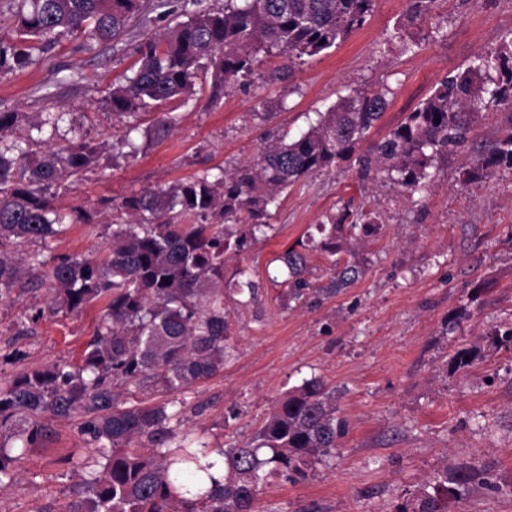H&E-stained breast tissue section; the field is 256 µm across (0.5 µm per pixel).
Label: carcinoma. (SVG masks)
<instances>
[{
    "instance_id": "1",
    "label": "carcinoma",
    "mask_w": 512,
    "mask_h": 512,
    "mask_svg": "<svg viewBox=\"0 0 512 512\" xmlns=\"http://www.w3.org/2000/svg\"><path fill=\"white\" fill-rule=\"evenodd\" d=\"M375 0H224V8H199V0H157L166 14L187 20L141 41L137 68L112 88L106 107L116 116L149 112L195 90L201 61L211 67L212 91H224L251 76L277 50L290 59L319 55L361 28ZM144 0H19L15 27L0 39V76L27 68L61 39L121 40L132 22H144ZM495 70L498 80L487 83ZM512 107V33L501 46L478 55L462 72L442 80L405 122L359 157L362 176L378 173L413 195L431 181L434 161L462 148L476 116L488 105ZM387 106L381 91L354 90L320 113L297 138L266 143L251 161L213 180L207 176L124 198V224L105 225L109 254L102 261L59 256L51 266L39 253L22 268L8 247L44 242L66 231L53 206L54 191L98 160L102 146L78 140L42 148L32 138L12 140L19 116L0 112V299L23 275L52 295L53 310L79 313L104 303L100 324L78 363L33 370L0 386V426L19 414L82 411L81 433L99 455L86 496L67 512H277L257 505L268 477L303 479L309 469L336 456L346 421L325 383L314 376L288 390L261 429L243 446L212 449L184 444L180 421L169 403H132L130 389L166 394L224 370L231 355L229 311L224 291L249 302L256 283L238 271L224 282V263L270 228L269 207L304 176L348 160ZM501 162L512 167V131L478 156L466 178ZM245 216L229 228L224 222ZM381 214L346 206L333 224L291 246L275 261L288 271L285 297L298 302L311 289L306 251L332 257L336 284L347 285L359 267L336 255L353 251L345 234L374 236ZM302 250H297V247ZM497 350L512 348V328L485 334ZM483 357L479 345L458 348L446 370L462 374ZM23 447L41 437L37 423L17 430ZM224 459L215 478L210 453ZM17 457L0 448V484L15 477ZM481 478L470 466L438 475L432 491L396 507V512H448L456 497Z\"/></svg>"
}]
</instances>
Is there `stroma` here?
Instances as JSON below:
<instances>
[{"instance_id": "35a3bbf8", "label": "stroma", "mask_w": 512, "mask_h": 512, "mask_svg": "<svg viewBox=\"0 0 512 512\" xmlns=\"http://www.w3.org/2000/svg\"><path fill=\"white\" fill-rule=\"evenodd\" d=\"M408 0H377L364 26L338 47L301 61L272 53L233 90L203 92L177 109L112 116L106 98L137 60L136 44L175 25L161 10L110 44L76 48L65 40L33 65L0 79V112L60 116L53 143H103L95 167L72 191L59 193L60 211L94 215L47 241L28 244L19 258L39 252L98 257L106 224L121 201L203 175L218 176L253 159L264 143L305 130L315 112L354 89L386 92L389 103L370 142L386 137L435 85L463 71L477 54L512 32V0H435L424 19L407 18ZM418 42L401 50L395 34ZM169 114L168 132L157 133ZM512 129V108L489 106L468 143L437 163L434 182L407 196L386 180L361 179L356 160L309 174L279 197L267 237L251 242L224 266L225 279L248 269L261 286L259 301L230 311L232 355L222 372L179 394L183 429L221 445L243 443L274 405L302 379L317 376L333 394L348 432L336 457L307 478L268 479L260 500L279 512H394L438 473L471 464L484 470L449 500L448 512H512V349L486 351L469 372L447 375L444 362L481 334L512 324V169L497 166L465 182L480 147ZM378 210L382 232L357 242V280L332 290L327 255L311 252L307 278L325 289L317 304H285L272 277L274 259L316 225L336 219L345 205ZM491 289L479 298V284ZM48 292L22 279L0 302V385L36 368L77 363L100 322L93 304L78 314L49 311ZM466 308L451 334L445 319ZM39 320H32L35 311ZM85 416L43 413V436L0 485V512H67L86 494L92 448L80 433Z\"/></svg>"}]
</instances>
